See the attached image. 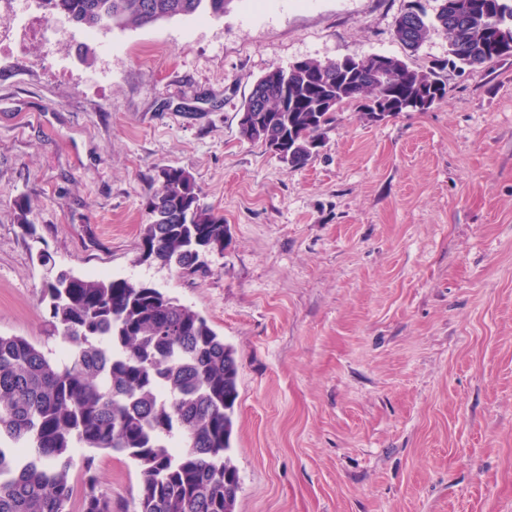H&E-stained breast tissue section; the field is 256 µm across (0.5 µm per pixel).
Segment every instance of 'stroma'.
I'll list each match as a JSON object with an SVG mask.
<instances>
[{
  "mask_svg": "<svg viewBox=\"0 0 512 512\" xmlns=\"http://www.w3.org/2000/svg\"><path fill=\"white\" fill-rule=\"evenodd\" d=\"M408 3L231 0L89 38L61 21L51 49L36 8L0 44V334L58 346L41 291L60 270L205 316L239 361L236 512H512V60L445 71L425 112L343 106L301 170L239 132L273 68L446 58L443 30L394 39ZM169 165L224 216L203 278L140 259ZM95 465L132 512L137 465Z\"/></svg>",
  "mask_w": 512,
  "mask_h": 512,
  "instance_id": "1",
  "label": "stroma"
}]
</instances>
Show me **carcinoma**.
<instances>
[{
  "label": "carcinoma",
  "mask_w": 512,
  "mask_h": 512,
  "mask_svg": "<svg viewBox=\"0 0 512 512\" xmlns=\"http://www.w3.org/2000/svg\"><path fill=\"white\" fill-rule=\"evenodd\" d=\"M231 0H38L79 31L149 26L179 16H224ZM411 0L393 36L417 51L430 32L448 35V58L417 70L387 57L378 71L342 69L343 60L298 62L257 80L243 103L241 137L294 170L310 164L336 121L335 106L406 111L410 98L441 101L440 72L512 57V0ZM146 201L140 244L183 277L207 272L201 255L224 252V216L201 203L193 175L166 166ZM47 336L68 354L0 335V512H114L94 457L78 448L126 455L140 469L134 512H235L239 472L230 456L239 363L207 318L161 289L124 278L61 271L43 285ZM80 469L81 487L72 472Z\"/></svg>",
  "instance_id": "1"
}]
</instances>
